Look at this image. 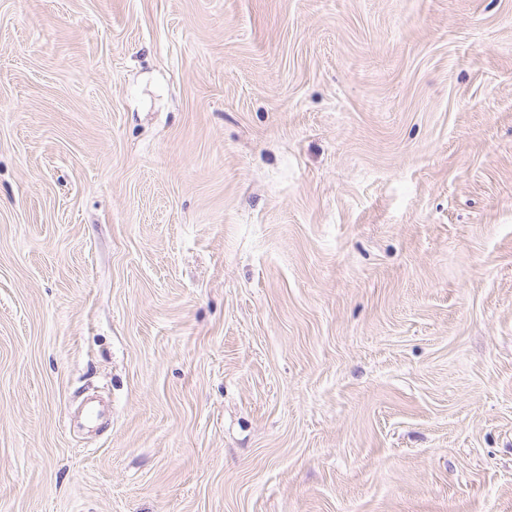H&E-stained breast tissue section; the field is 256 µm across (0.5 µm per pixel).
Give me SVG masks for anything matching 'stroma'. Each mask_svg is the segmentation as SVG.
I'll use <instances>...</instances> for the list:
<instances>
[{
    "label": "stroma",
    "mask_w": 512,
    "mask_h": 512,
    "mask_svg": "<svg viewBox=\"0 0 512 512\" xmlns=\"http://www.w3.org/2000/svg\"><path fill=\"white\" fill-rule=\"evenodd\" d=\"M0 512H512V0H0Z\"/></svg>",
    "instance_id": "35a3bbf8"
}]
</instances>
